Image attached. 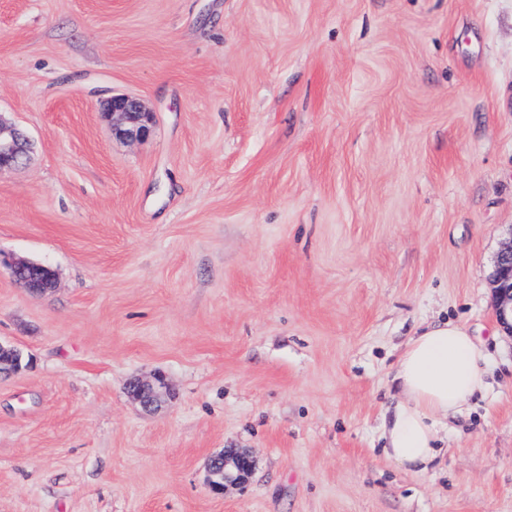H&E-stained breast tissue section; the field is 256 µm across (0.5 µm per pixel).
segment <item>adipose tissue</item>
<instances>
[{"mask_svg":"<svg viewBox=\"0 0 512 512\" xmlns=\"http://www.w3.org/2000/svg\"><path fill=\"white\" fill-rule=\"evenodd\" d=\"M486 364L484 347L464 324L430 326L411 339L394 373L402 399L382 424L386 455L426 470L439 453V426L486 390Z\"/></svg>","mask_w":512,"mask_h":512,"instance_id":"ef3b65f1","label":"adipose tissue"}]
</instances>
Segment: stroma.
<instances>
[{"label": "stroma", "mask_w": 512, "mask_h": 512, "mask_svg": "<svg viewBox=\"0 0 512 512\" xmlns=\"http://www.w3.org/2000/svg\"><path fill=\"white\" fill-rule=\"evenodd\" d=\"M0 116L34 143L0 173V512H512V0H0ZM450 320L488 388L413 472L382 414ZM227 449L255 468L217 495ZM105 111L112 115V132L117 138L143 140L152 132V113L135 98L112 96L105 103ZM490 283L496 300L497 319L512 335V233L496 257ZM11 275L19 285L34 292H44L54 284L53 271L40 263L15 262L9 266ZM163 389H165L164 392ZM129 392L143 407L150 409L161 402L162 396L166 393L164 376L157 374L154 383L133 381L129 384Z\"/></svg>", "instance_id": "35a3bbf8"}]
</instances>
